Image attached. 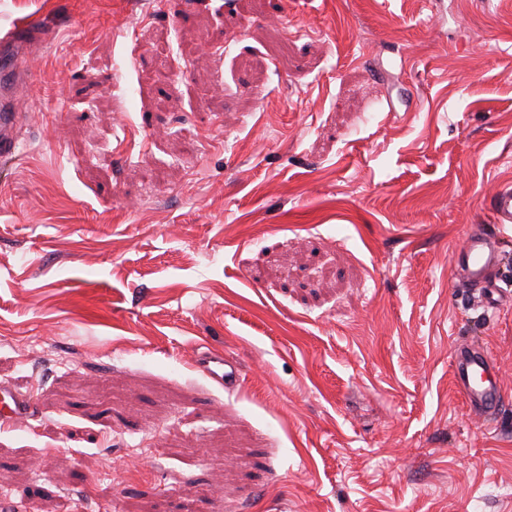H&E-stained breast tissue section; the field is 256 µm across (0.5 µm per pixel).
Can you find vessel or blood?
Segmentation results:
<instances>
[{
	"mask_svg": "<svg viewBox=\"0 0 512 512\" xmlns=\"http://www.w3.org/2000/svg\"><path fill=\"white\" fill-rule=\"evenodd\" d=\"M37 22L22 24L0 38V158L12 157L18 146L19 132L28 121L19 101L20 86L31 76L16 66L20 46L36 31ZM488 208L497 235H490L485 225H470L463 243L453 252L452 263L460 268L467 281L480 291V303L485 315L512 303V288L501 285L492 276L503 261V236L512 230V187L503 186L491 195ZM196 367L218 386L226 388L236 384L239 370L220 355L196 358ZM451 383L465 398L468 407L493 414L502 399V388L497 373L481 351L466 344L455 346L452 354ZM34 405L25 396L0 387V427L23 423L33 413Z\"/></svg>",
	"mask_w": 512,
	"mask_h": 512,
	"instance_id": "1",
	"label": "vessel or blood"
}]
</instances>
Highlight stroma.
<instances>
[{
  "label": "stroma",
  "mask_w": 512,
  "mask_h": 512,
  "mask_svg": "<svg viewBox=\"0 0 512 512\" xmlns=\"http://www.w3.org/2000/svg\"><path fill=\"white\" fill-rule=\"evenodd\" d=\"M0 497L26 512H512V306L451 263L512 185V0H0ZM503 385L493 425L453 347ZM221 352L241 384L191 366ZM32 21L18 25L0 41V158L12 157L18 146L19 132L28 121L29 115L22 111L18 97L19 87L31 81L29 73L16 66L21 57L20 46L27 37L37 30ZM451 366L452 386L464 396L467 407L491 416L501 402L502 388L488 356L461 343L453 350ZM34 412L32 401L12 392L6 387H0V427L23 423Z\"/></svg>",
  "instance_id": "1"
}]
</instances>
